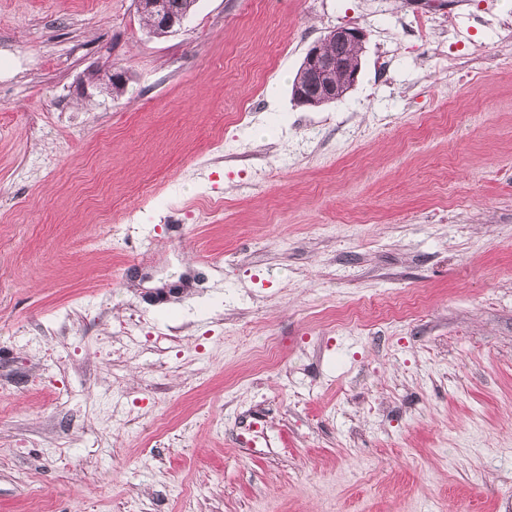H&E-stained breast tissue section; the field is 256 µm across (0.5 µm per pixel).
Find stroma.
Masks as SVG:
<instances>
[{
	"mask_svg": "<svg viewBox=\"0 0 512 512\" xmlns=\"http://www.w3.org/2000/svg\"><path fill=\"white\" fill-rule=\"evenodd\" d=\"M506 18L0 0V512H512ZM336 26L358 81L297 104ZM139 1L142 2L143 6H146L149 11H152L157 24L166 30H173L183 22V18H181L178 13L181 12L187 18L194 9L197 0H167L175 8L177 13H174L169 9L168 4L164 0ZM148 10L141 11V13L144 16L150 32L157 36H163L170 33L155 24V19Z\"/></svg>",
	"mask_w": 512,
	"mask_h": 512,
	"instance_id": "1",
	"label": "stroma"
}]
</instances>
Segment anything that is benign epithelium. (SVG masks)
Returning <instances> with one entry per match:
<instances>
[{"instance_id":"7a95c632","label":"benign epithelium","mask_w":512,"mask_h":512,"mask_svg":"<svg viewBox=\"0 0 512 512\" xmlns=\"http://www.w3.org/2000/svg\"><path fill=\"white\" fill-rule=\"evenodd\" d=\"M156 18L161 27L172 30L183 22L179 14L169 9L165 0H140ZM333 50L322 53L320 45L311 46L303 59L308 70L305 87L297 91L301 104L315 106L339 101L356 83L358 71L348 68L344 61V51L350 46H359L365 33L357 27L336 26L325 35Z\"/></svg>"}]
</instances>
